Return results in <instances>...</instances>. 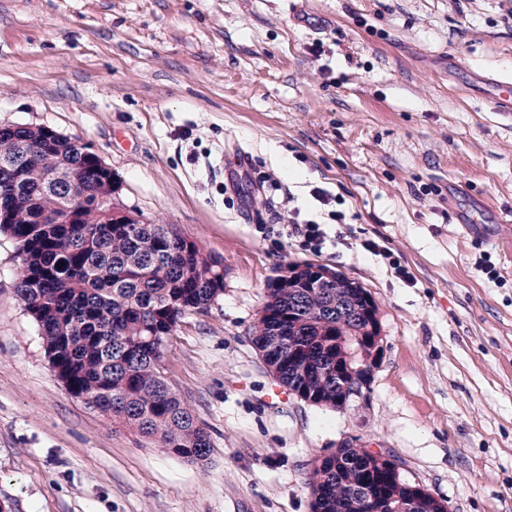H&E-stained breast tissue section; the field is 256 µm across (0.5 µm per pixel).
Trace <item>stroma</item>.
I'll list each match as a JSON object with an SVG mask.
<instances>
[{
	"label": "stroma",
	"mask_w": 512,
	"mask_h": 512,
	"mask_svg": "<svg viewBox=\"0 0 512 512\" xmlns=\"http://www.w3.org/2000/svg\"><path fill=\"white\" fill-rule=\"evenodd\" d=\"M509 74L512 0H0V127L78 139L121 206L224 264L223 295L162 348L209 434L190 463L68 393L0 233V504L311 512L310 461L350 445L389 450L449 512H512V112L487 83ZM480 200L503 218L464 235L452 214ZM295 213L335 245L304 247ZM304 261L378 308L382 359L340 410L292 394L251 342L270 281Z\"/></svg>",
	"instance_id": "35a3bbf8"
}]
</instances>
